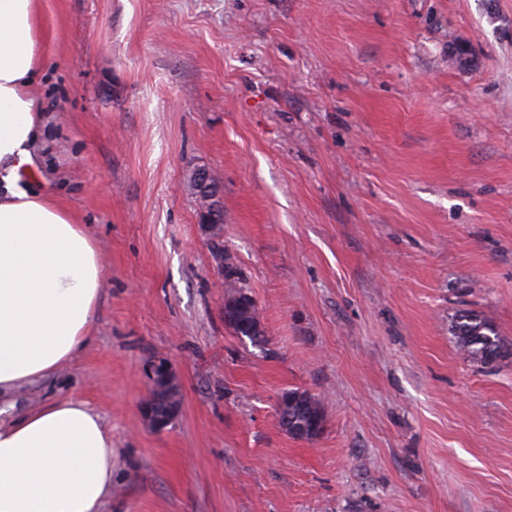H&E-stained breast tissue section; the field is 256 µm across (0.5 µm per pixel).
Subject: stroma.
<instances>
[{
    "instance_id": "obj_1",
    "label": "stroma",
    "mask_w": 512,
    "mask_h": 512,
    "mask_svg": "<svg viewBox=\"0 0 512 512\" xmlns=\"http://www.w3.org/2000/svg\"><path fill=\"white\" fill-rule=\"evenodd\" d=\"M44 144L20 185L88 226L91 336L43 385L112 429L106 512H512V0H40ZM264 330L224 322L189 178ZM167 360L181 411L142 418ZM317 396L296 440L276 405ZM191 184L201 200L199 224L207 235L209 243L223 238V226L218 223V214L223 211L219 187L210 175L204 170H196L191 174ZM458 345L476 362L488 365L486 354L497 352L501 357L504 346L494 328L476 314H462L453 325Z\"/></svg>"
}]
</instances>
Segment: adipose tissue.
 Wrapping results in <instances>:
<instances>
[{
  "instance_id": "obj_1",
  "label": "adipose tissue",
  "mask_w": 512,
  "mask_h": 512,
  "mask_svg": "<svg viewBox=\"0 0 512 512\" xmlns=\"http://www.w3.org/2000/svg\"><path fill=\"white\" fill-rule=\"evenodd\" d=\"M46 40L38 0H0V512H104L112 431L74 397L21 391L85 347L104 260L59 199L17 185L45 116L34 95Z\"/></svg>"
}]
</instances>
